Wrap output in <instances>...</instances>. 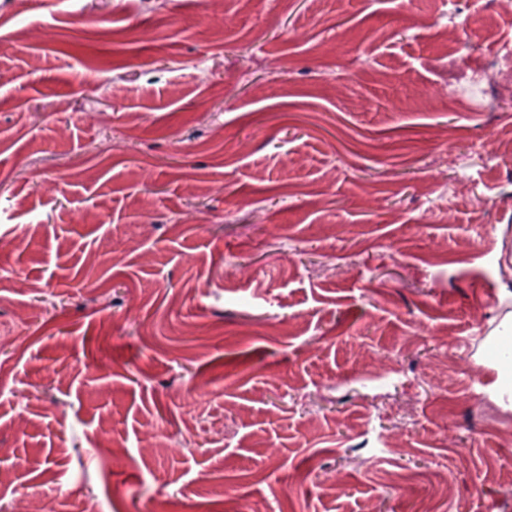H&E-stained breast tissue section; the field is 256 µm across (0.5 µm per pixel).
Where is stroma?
I'll use <instances>...</instances> for the list:
<instances>
[{"label":"stroma","mask_w":512,"mask_h":512,"mask_svg":"<svg viewBox=\"0 0 512 512\" xmlns=\"http://www.w3.org/2000/svg\"><path fill=\"white\" fill-rule=\"evenodd\" d=\"M510 311L493 0H0V512H512ZM503 330L489 336L482 346V358L495 374L491 389L501 400L507 397L512 404V315H506L500 323Z\"/></svg>","instance_id":"obj_1"}]
</instances>
